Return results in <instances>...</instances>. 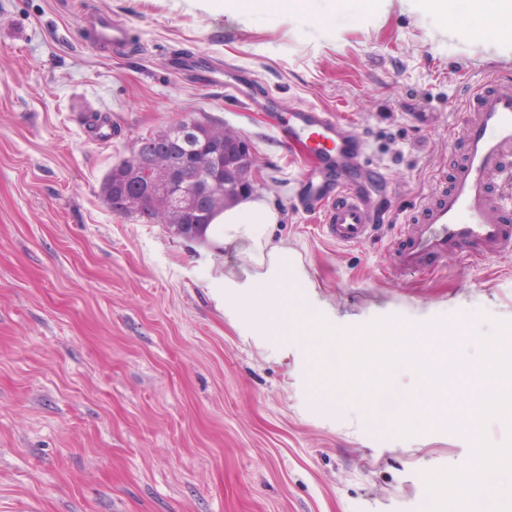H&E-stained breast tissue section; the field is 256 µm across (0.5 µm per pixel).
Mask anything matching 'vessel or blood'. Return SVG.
Here are the masks:
<instances>
[{
    "label": "vessel or blood",
    "instance_id": "vessel-or-blood-1",
    "mask_svg": "<svg viewBox=\"0 0 512 512\" xmlns=\"http://www.w3.org/2000/svg\"><path fill=\"white\" fill-rule=\"evenodd\" d=\"M86 42L106 52L125 46L127 24L110 12L84 17ZM465 148L445 185L421 198L397 235L394 267L428 274L431 257L458 249L481 260L512 249V223L499 218L512 207V76L493 73L458 115ZM288 149H303L306 202L317 208L336 242L355 245L373 230L374 212L351 171L366 143L345 132L335 113L309 105L277 117Z\"/></svg>",
    "mask_w": 512,
    "mask_h": 512
}]
</instances>
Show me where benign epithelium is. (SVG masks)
Returning <instances> with one entry per match:
<instances>
[{
  "label": "benign epithelium",
  "instance_id": "obj_1",
  "mask_svg": "<svg viewBox=\"0 0 512 512\" xmlns=\"http://www.w3.org/2000/svg\"><path fill=\"white\" fill-rule=\"evenodd\" d=\"M169 135L186 151L177 165H157L136 145L130 156L112 166V174L139 184V193L114 192L104 198L107 208L118 215L136 212L151 219L149 207L156 202L169 212L192 211L205 220L211 206L235 200L253 189L250 145L242 137L232 143L211 133V125L195 114H186L169 127ZM243 167L233 182L224 171Z\"/></svg>",
  "mask_w": 512,
  "mask_h": 512
}]
</instances>
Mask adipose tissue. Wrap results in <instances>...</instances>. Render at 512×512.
I'll list each match as a JSON object with an SVG mask.
<instances>
[{
  "instance_id": "obj_1",
  "label": "adipose tissue",
  "mask_w": 512,
  "mask_h": 512,
  "mask_svg": "<svg viewBox=\"0 0 512 512\" xmlns=\"http://www.w3.org/2000/svg\"><path fill=\"white\" fill-rule=\"evenodd\" d=\"M280 218L264 198L251 194L215 215L205 227L204 242L222 250L232 263L222 283L225 314L234 318L249 309L252 327L268 336L301 338L319 361L338 358L341 375L351 383L366 382L364 364L370 354L415 369L417 384L403 393L396 409L397 432H407L417 423L437 427L451 422L472 438L484 415L512 418V327L497 336L477 367L449 362L434 343L437 329L428 324L389 321L361 338L337 337L332 324L306 322L296 306L293 283L298 259L285 241L275 237ZM452 386L466 393L465 406L449 403ZM478 470V475L448 485L452 512H488L486 501L492 490L512 491V460L503 449L479 444Z\"/></svg>"
}]
</instances>
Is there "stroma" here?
I'll return each instance as SVG.
<instances>
[{
	"mask_svg": "<svg viewBox=\"0 0 512 512\" xmlns=\"http://www.w3.org/2000/svg\"><path fill=\"white\" fill-rule=\"evenodd\" d=\"M100 10L130 26L124 50L84 43L80 17ZM499 24L495 0L467 18L427 0H0V512H448L438 488L474 458L455 425L395 433L382 385L353 390L301 341L251 332L248 312L230 323L223 257L113 214L101 185L140 138L203 114L249 142L253 192L313 282L308 316L350 335L433 323L449 356L481 361L512 324V251L440 255L422 276L394 271L391 242L450 171L454 113L490 65L512 71ZM180 57L272 91L280 110L353 123L389 222L336 244L267 113L174 69Z\"/></svg>",
	"mask_w": 512,
	"mask_h": 512,
	"instance_id": "obj_1",
	"label": "stroma"
}]
</instances>
